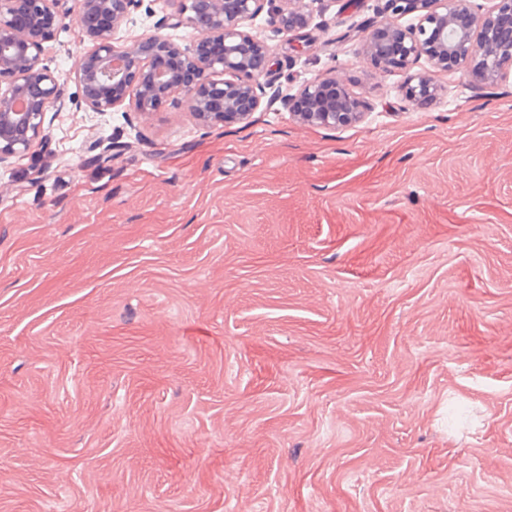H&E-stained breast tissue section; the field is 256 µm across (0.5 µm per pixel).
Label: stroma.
I'll return each mask as SVG.
<instances>
[{
    "instance_id": "obj_1",
    "label": "stroma",
    "mask_w": 512,
    "mask_h": 512,
    "mask_svg": "<svg viewBox=\"0 0 512 512\" xmlns=\"http://www.w3.org/2000/svg\"><path fill=\"white\" fill-rule=\"evenodd\" d=\"M382 5L252 25L358 123L69 107L0 164V512H512V77L411 107L356 53Z\"/></svg>"
}]
</instances>
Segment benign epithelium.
I'll list each match as a JSON object with an SVG mask.
<instances>
[{"label":"benign epithelium","mask_w":512,"mask_h":512,"mask_svg":"<svg viewBox=\"0 0 512 512\" xmlns=\"http://www.w3.org/2000/svg\"><path fill=\"white\" fill-rule=\"evenodd\" d=\"M489 2L484 8L476 0H385L382 19L362 31L359 53L385 73L426 60L431 69L410 76L405 88V100L417 109L439 98L440 73L495 86L512 76V0ZM139 3L80 0L76 24L91 47L75 71L77 108L145 113L157 98L182 95L209 124L243 122L280 100L301 122L327 128L351 125L367 111L334 77L315 78L290 95H267L271 49L252 22L264 13L275 33L304 29L311 17L302 0H171L169 26L196 33L185 47L157 30L116 41ZM416 12V23H399ZM64 18L59 0H0V164L27 151L45 114L64 106L58 76L43 64Z\"/></svg>","instance_id":"obj_1"}]
</instances>
